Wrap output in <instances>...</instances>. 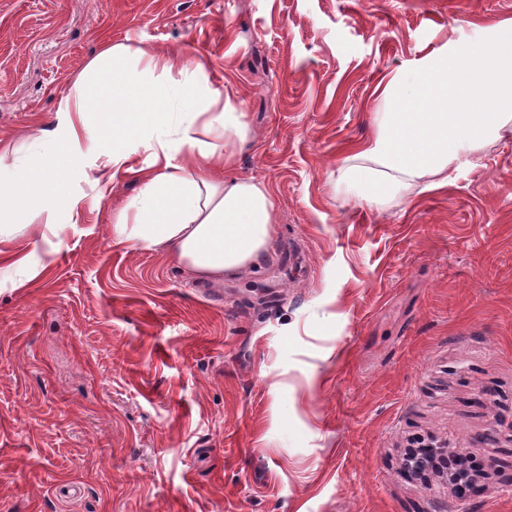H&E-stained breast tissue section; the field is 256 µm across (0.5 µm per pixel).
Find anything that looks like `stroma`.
<instances>
[{
	"mask_svg": "<svg viewBox=\"0 0 512 512\" xmlns=\"http://www.w3.org/2000/svg\"><path fill=\"white\" fill-rule=\"evenodd\" d=\"M504 20L512 0H0V183L67 138L62 97L121 42L205 65L247 125L225 176L274 199L259 265L197 283L112 241L146 153L103 196L75 143L45 271L0 286V512H452L415 437L483 464L469 512H512V135L382 210L336 189L377 83Z\"/></svg>",
	"mask_w": 512,
	"mask_h": 512,
	"instance_id": "1",
	"label": "stroma"
}]
</instances>
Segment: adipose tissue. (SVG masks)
Returning <instances> with one entry per match:
<instances>
[{
    "label": "adipose tissue",
    "mask_w": 512,
    "mask_h": 512,
    "mask_svg": "<svg viewBox=\"0 0 512 512\" xmlns=\"http://www.w3.org/2000/svg\"><path fill=\"white\" fill-rule=\"evenodd\" d=\"M147 98L156 108L144 106ZM59 111L67 140L28 174L24 187L0 191V207L21 221L31 244L0 260L1 277L22 283L38 275L32 252L47 238L34 219L53 212L57 196L31 202L27 188L64 185L79 161L73 140L92 130L102 141V160L92 174L101 193L110 192L131 146L149 153L138 197L110 226L114 242L162 249L195 281L220 282L261 262L274 202L263 184L224 178L245 125L232 95L212 86L203 63L107 44ZM93 112L101 115L95 129L87 121ZM372 125V137L340 166L338 191L380 209L403 195L446 186L449 170L472 165L483 145L512 132V23L486 28L464 45L449 43L412 70L395 72L378 86Z\"/></svg>",
    "instance_id": "1"
}]
</instances>
